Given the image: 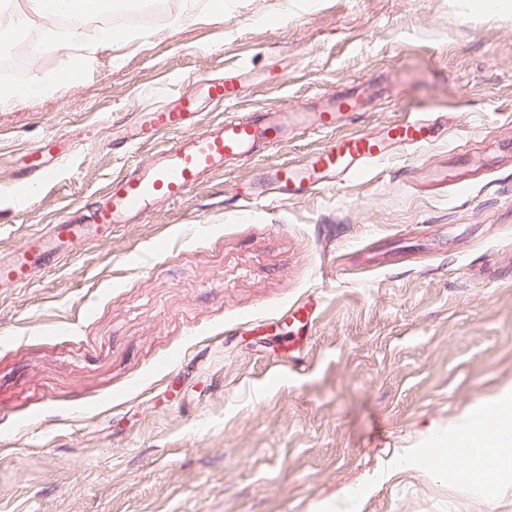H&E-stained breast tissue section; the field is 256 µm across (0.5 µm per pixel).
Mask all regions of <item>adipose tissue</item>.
I'll list each match as a JSON object with an SVG mask.
<instances>
[{
    "mask_svg": "<svg viewBox=\"0 0 512 512\" xmlns=\"http://www.w3.org/2000/svg\"><path fill=\"white\" fill-rule=\"evenodd\" d=\"M34 8L48 16L68 17L72 28H79L90 19L105 14L111 7L110 0H34ZM459 444L464 455L457 462L459 471H466L473 456H481L487 467H497L503 462V447L512 444V389L504 391L493 401L492 412H476L464 422L453 440L434 441L430 462L436 469H443L445 450L449 443Z\"/></svg>",
    "mask_w": 512,
    "mask_h": 512,
    "instance_id": "1",
    "label": "adipose tissue"
}]
</instances>
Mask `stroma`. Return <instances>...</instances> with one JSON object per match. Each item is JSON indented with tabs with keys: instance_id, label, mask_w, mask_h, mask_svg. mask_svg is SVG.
<instances>
[{
	"instance_id": "stroma-1",
	"label": "stroma",
	"mask_w": 512,
	"mask_h": 512,
	"mask_svg": "<svg viewBox=\"0 0 512 512\" xmlns=\"http://www.w3.org/2000/svg\"><path fill=\"white\" fill-rule=\"evenodd\" d=\"M181 0L93 46L89 20L27 58L43 93L0 107V260L152 152L131 133L189 94L196 131L372 84L345 134L447 121L361 176L256 202L241 158L179 203L0 288V512H512V474L428 465L512 387V11L466 0ZM241 76L212 105L200 76ZM52 143L43 178L28 156ZM16 180L36 183L23 203Z\"/></svg>"
}]
</instances>
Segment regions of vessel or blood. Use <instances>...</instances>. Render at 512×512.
Segmentation results:
<instances>
[{"mask_svg": "<svg viewBox=\"0 0 512 512\" xmlns=\"http://www.w3.org/2000/svg\"><path fill=\"white\" fill-rule=\"evenodd\" d=\"M205 91L210 100L229 106L238 103L241 89L236 76L228 74L207 80ZM366 102L360 91L336 93L323 101L309 126L314 134L327 137V145L301 163H282L272 169V199L285 202L301 189L316 190L336 184L342 177L361 174L369 164L385 157L387 142L422 146L433 141L434 123L419 114L389 126L382 139L358 133L337 136L343 116L360 111ZM152 120L155 130L167 135V142L157 146L151 160L132 165L125 175L112 178L92 216L93 224L109 230L140 219L156 202L183 201L192 188L222 169L225 162L238 159L257 145L276 149L288 132L287 114L272 117L261 112L244 120L226 118L207 133H194L199 112L192 97L178 98L174 105L157 109ZM83 237L80 221L73 218L51 225L47 232L30 234L16 258L0 265V281L27 283L33 268L57 261L60 253L45 248L46 239L73 241Z\"/></svg>", "mask_w": 512, "mask_h": 512, "instance_id": "b4317fda", "label": "vessel or blood"}]
</instances>
